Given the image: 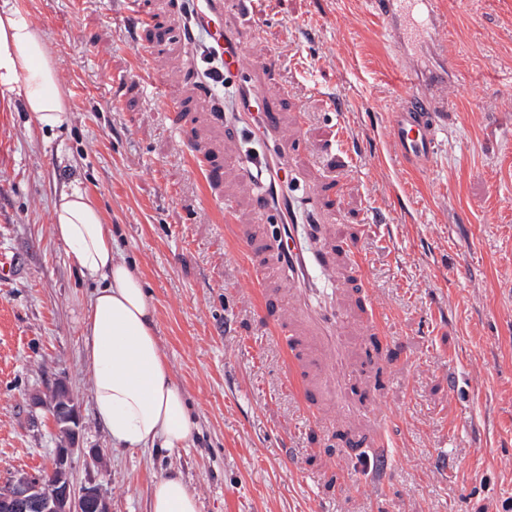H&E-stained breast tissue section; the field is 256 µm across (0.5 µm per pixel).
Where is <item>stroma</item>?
I'll use <instances>...</instances> for the list:
<instances>
[{
  "label": "stroma",
  "mask_w": 512,
  "mask_h": 512,
  "mask_svg": "<svg viewBox=\"0 0 512 512\" xmlns=\"http://www.w3.org/2000/svg\"><path fill=\"white\" fill-rule=\"evenodd\" d=\"M20 0L45 34L69 121L36 129L0 98V487L45 469L59 447L38 405L64 382L79 411L76 485L112 512H149L155 480L182 477L200 512H512V0H440L454 72L448 123L426 171L395 158L388 116L441 68L425 46L404 60L366 0H258L248 53L275 56L258 87L279 103L288 154L313 185L319 244L339 259L358 363L392 420L384 482L349 463L376 424L307 420L284 382L288 318L280 277L258 296L238 241L272 237L254 221L258 189L241 147L192 111L195 56L176 33L183 0ZM159 83H152V76ZM180 103L166 112L162 100ZM203 145L195 158L190 148ZM224 165L208 181V162ZM96 198L119 258L143 275L173 379L197 424L173 451L113 445L94 415L81 326L95 285L53 232L71 184ZM235 202L225 216L224 201Z\"/></svg>",
  "instance_id": "stroma-1"
}]
</instances>
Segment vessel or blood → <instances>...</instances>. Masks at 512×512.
<instances>
[{"instance_id":"b4317fda","label":"vessel or blood","mask_w":512,"mask_h":512,"mask_svg":"<svg viewBox=\"0 0 512 512\" xmlns=\"http://www.w3.org/2000/svg\"><path fill=\"white\" fill-rule=\"evenodd\" d=\"M369 5L394 42L410 35L408 26L397 23V16L417 15L423 30L430 33L441 26L437 0H369ZM190 10L207 15V30L219 45L222 67L214 76H201L199 106L218 115L228 110L242 113L243 131L252 133L254 142L263 146L262 151L243 156L244 164L255 165L271 158L287 164L288 141L279 132L278 113L252 79L254 70L272 69L276 59L271 55L254 60L247 57V48L260 21L254 0H190ZM228 12L241 18L240 26H225L224 15ZM246 99L256 103V110L244 111L242 102ZM445 123L443 111L433 107L428 98L409 96L391 114V141L402 159L422 165L436 150ZM257 211L265 223L288 225L287 232L277 233L268 244L269 255L277 263H286L295 256L302 260L308 277L323 280L332 273L331 251H316L307 246L314 216L293 209L284 215L264 200L259 202ZM315 294L319 301L310 304L306 301V289H289L288 300L295 305L298 316L276 328L277 335L288 340L287 382L301 391L304 409L315 422L323 423L333 416L346 421L375 418L372 405L358 404L348 396L349 389L361 384L362 379L352 358L353 339L346 333L348 316L334 302L339 291L322 287ZM351 459L365 478L379 477L388 471V452L383 448L356 446Z\"/></svg>"}]
</instances>
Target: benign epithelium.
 Returning a JSON list of instances; mask_svg holds the SVG:
<instances>
[{
  "label": "benign epithelium",
  "mask_w": 512,
  "mask_h": 512,
  "mask_svg": "<svg viewBox=\"0 0 512 512\" xmlns=\"http://www.w3.org/2000/svg\"><path fill=\"white\" fill-rule=\"evenodd\" d=\"M60 446L52 467L44 474H22L0 488V512H109L97 486L75 490L70 479V456L79 439L77 406L62 383L45 400Z\"/></svg>",
  "instance_id": "obj_1"
}]
</instances>
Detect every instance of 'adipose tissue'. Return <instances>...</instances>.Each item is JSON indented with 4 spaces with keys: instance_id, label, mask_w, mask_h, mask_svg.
Instances as JSON below:
<instances>
[{
    "instance_id": "ef3b65f1",
    "label": "adipose tissue",
    "mask_w": 512,
    "mask_h": 512,
    "mask_svg": "<svg viewBox=\"0 0 512 512\" xmlns=\"http://www.w3.org/2000/svg\"><path fill=\"white\" fill-rule=\"evenodd\" d=\"M0 96L19 98L35 125L57 129L69 108L43 32L18 0H0ZM53 231L78 273L96 282L83 319L84 355L97 421L126 449L188 447L196 425L156 335V312L138 271L112 251V229L79 185L53 205ZM150 512H199L185 481L153 486Z\"/></svg>"
}]
</instances>
